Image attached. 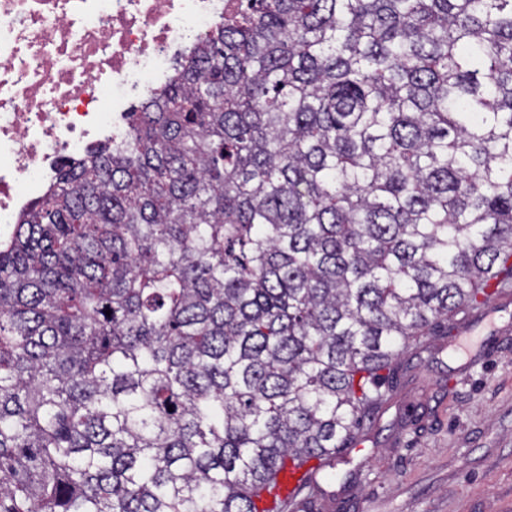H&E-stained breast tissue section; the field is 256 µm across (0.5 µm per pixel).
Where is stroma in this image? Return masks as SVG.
<instances>
[{
    "label": "stroma",
    "mask_w": 512,
    "mask_h": 512,
    "mask_svg": "<svg viewBox=\"0 0 512 512\" xmlns=\"http://www.w3.org/2000/svg\"><path fill=\"white\" fill-rule=\"evenodd\" d=\"M463 352L455 316L394 364L385 400L341 463L290 512H512V296Z\"/></svg>",
    "instance_id": "35a3bbf8"
}]
</instances>
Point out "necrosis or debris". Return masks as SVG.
<instances>
[{"instance_id": "obj_1", "label": "necrosis or debris", "mask_w": 512, "mask_h": 512, "mask_svg": "<svg viewBox=\"0 0 512 512\" xmlns=\"http://www.w3.org/2000/svg\"><path fill=\"white\" fill-rule=\"evenodd\" d=\"M235 0H0V238Z\"/></svg>"}]
</instances>
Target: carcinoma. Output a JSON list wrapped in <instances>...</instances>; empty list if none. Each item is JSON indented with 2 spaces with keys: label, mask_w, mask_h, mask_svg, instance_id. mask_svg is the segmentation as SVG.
I'll return each mask as SVG.
<instances>
[{
  "label": "carcinoma",
  "mask_w": 512,
  "mask_h": 512,
  "mask_svg": "<svg viewBox=\"0 0 512 512\" xmlns=\"http://www.w3.org/2000/svg\"><path fill=\"white\" fill-rule=\"evenodd\" d=\"M511 259L512 0H245L0 241V512H256Z\"/></svg>",
  "instance_id": "1"
}]
</instances>
